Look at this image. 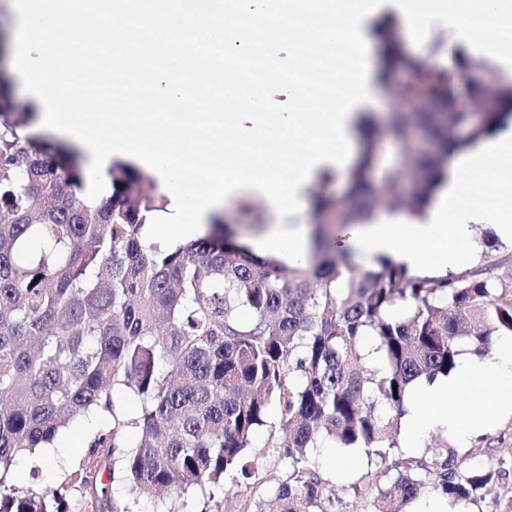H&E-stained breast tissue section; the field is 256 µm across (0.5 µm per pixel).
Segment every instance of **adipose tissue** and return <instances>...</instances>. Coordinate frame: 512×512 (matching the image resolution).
I'll use <instances>...</instances> for the list:
<instances>
[{
    "label": "adipose tissue",
    "mask_w": 512,
    "mask_h": 512,
    "mask_svg": "<svg viewBox=\"0 0 512 512\" xmlns=\"http://www.w3.org/2000/svg\"><path fill=\"white\" fill-rule=\"evenodd\" d=\"M401 15L421 26L439 22L452 32L469 28L503 66L512 65V38L492 30L496 24H512V0H404ZM511 162L512 136L505 133L458 152L426 217L384 214L353 225L345 232L344 243L363 259L387 256L413 272L457 269L472 256L474 225H496L502 235L512 238V197L495 196L483 178ZM411 406L404 433L410 448L436 426L464 442L489 430L497 418L512 416V336L500 337L491 358L460 355L448 377L417 387Z\"/></svg>",
    "instance_id": "obj_1"
}]
</instances>
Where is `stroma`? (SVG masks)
<instances>
[{
    "label": "stroma",
    "instance_id": "1",
    "mask_svg": "<svg viewBox=\"0 0 512 512\" xmlns=\"http://www.w3.org/2000/svg\"><path fill=\"white\" fill-rule=\"evenodd\" d=\"M399 12V7L388 0L379 7L376 17L361 23L369 66L380 69L395 85L402 86L413 80V64L441 56L451 58L454 71L469 72L473 84L491 86L498 81L506 86L512 84V78L505 76L502 65L479 46L469 29H460L455 37L448 38L443 36L440 26L433 25L425 28L420 36L402 43L386 42L381 23L393 19ZM111 423V417L105 413L91 421H73L58 434L52 447L40 449L33 455L17 456L10 470V482L36 492L70 486L67 512H110L115 503L128 506L130 512H222L224 499L219 491L210 499L179 492L172 493L163 502L133 497L116 461L111 464L112 477L102 478L96 488L83 487L81 476L88 464L89 439L97 428ZM266 439V433H257L242 468L225 478L227 488L239 491V512H255L260 504L266 512H272L276 506V488L287 481L292 472L289 460L265 456ZM453 448L462 466L483 464L499 476L493 491L470 504L468 512H512V417L501 419L493 429L469 443H454ZM312 459L329 489L336 492L338 512H370L372 497L360 487V478L367 469V457L362 450H340L325 440L314 449Z\"/></svg>",
    "mask_w": 512,
    "mask_h": 512
}]
</instances>
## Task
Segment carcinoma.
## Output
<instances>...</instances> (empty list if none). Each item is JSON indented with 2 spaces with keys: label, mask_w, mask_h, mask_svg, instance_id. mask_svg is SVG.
<instances>
[{
  "label": "carcinoma",
  "mask_w": 512,
  "mask_h": 512,
  "mask_svg": "<svg viewBox=\"0 0 512 512\" xmlns=\"http://www.w3.org/2000/svg\"><path fill=\"white\" fill-rule=\"evenodd\" d=\"M511 119L394 113L396 138L423 125L436 144L412 157L420 187L410 213L421 215L453 152ZM29 120L0 86V512H65L67 487L33 492L8 477L17 455L49 447L77 417L108 412L90 457L118 454L131 491L161 498L223 483L273 402L281 433L270 431L268 448L293 467L278 512H336L309 461L321 436L380 465L361 477L373 512H405L425 489L452 507L493 490L492 470H462L442 442L386 466L412 390L448 376L464 352L487 355L491 337L512 336V287L490 274L493 243L483 241L480 270L419 275L388 257L366 267L336 229L370 211L318 195L303 265L253 254L217 219L164 248L143 238L164 198L144 192L137 168L114 163L110 194L92 202L75 164L22 134ZM361 141L355 202L382 189L368 177L377 140L363 130ZM367 336L376 360L361 348ZM117 385L141 397L137 416L114 403Z\"/></svg>",
  "instance_id": "obj_1"
}]
</instances>
